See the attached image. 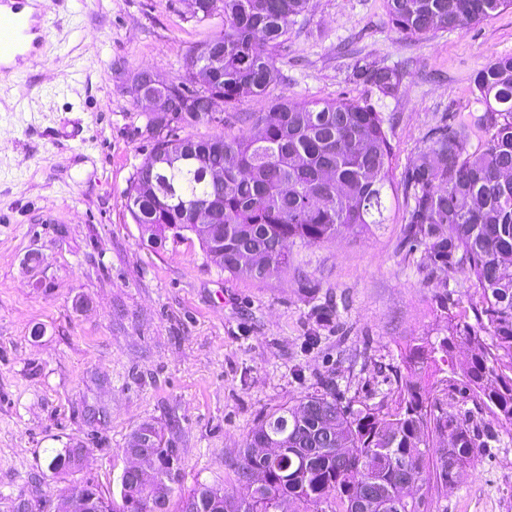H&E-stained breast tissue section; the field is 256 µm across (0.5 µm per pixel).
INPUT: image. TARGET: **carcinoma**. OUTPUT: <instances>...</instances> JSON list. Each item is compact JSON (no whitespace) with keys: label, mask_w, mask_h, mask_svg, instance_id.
Masks as SVG:
<instances>
[{"label":"carcinoma","mask_w":512,"mask_h":512,"mask_svg":"<svg viewBox=\"0 0 512 512\" xmlns=\"http://www.w3.org/2000/svg\"><path fill=\"white\" fill-rule=\"evenodd\" d=\"M393 27L408 37L463 30L512 8V0H385ZM309 0H194L195 13L224 15V28L194 43L179 81L164 88L167 130L152 137V155L127 192L132 220L155 240L195 236L206 257L230 276L266 281L288 269V246L317 245L385 224L398 199L414 241L432 264L462 263L477 299L458 314L455 333L412 348L410 379L394 408L340 406L331 389L303 395L266 414L235 457L247 498L199 483L180 488L181 456L155 424L134 433L159 448L150 483L122 482L119 498L85 486L86 512H427L431 501L512 425V56L490 59L473 79L483 113L437 129L430 144L394 181L385 119L348 99L297 103L285 97L268 112H239L280 79L276 59ZM385 95L398 71L369 68ZM224 111H211L215 100ZM252 132L224 134V115ZM204 126L206 136L177 131ZM471 345L462 368L475 408L489 417L479 429L467 411L429 402L423 378L454 366L456 345ZM78 466L57 452L48 469Z\"/></svg>","instance_id":"1"}]
</instances>
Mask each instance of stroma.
Here are the masks:
<instances>
[{"label":"stroma","instance_id":"1","mask_svg":"<svg viewBox=\"0 0 512 512\" xmlns=\"http://www.w3.org/2000/svg\"><path fill=\"white\" fill-rule=\"evenodd\" d=\"M193 0H64L25 67L0 73V512L25 494L31 512L63 491H119L131 432L177 420L180 486L246 496L231 465L260 417L321 386L341 403L387 412L410 349L446 335L474 288L464 266L434 267L406 242L402 206L359 236L290 247L264 283L210 263L197 239L162 243L135 224L127 191L148 158L143 71L179 77L193 43L221 30ZM512 55V10L462 30L398 34L385 0H309L284 43L280 82L243 102L348 98L387 118L396 175L433 128L475 111L473 76ZM400 72L396 94L365 67ZM430 402L483 414L443 368ZM108 410L87 425L85 405ZM430 512H512V425L495 427ZM82 444L53 475V450Z\"/></svg>","mask_w":512,"mask_h":512}]
</instances>
